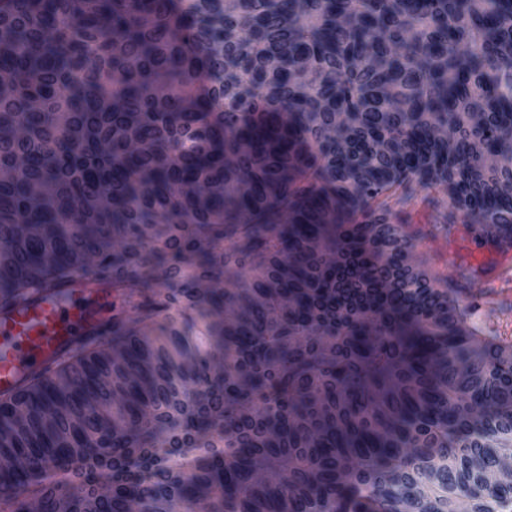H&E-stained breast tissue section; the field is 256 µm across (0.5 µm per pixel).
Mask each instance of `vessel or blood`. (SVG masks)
<instances>
[{
	"label": "vessel or blood",
	"instance_id": "1",
	"mask_svg": "<svg viewBox=\"0 0 512 512\" xmlns=\"http://www.w3.org/2000/svg\"><path fill=\"white\" fill-rule=\"evenodd\" d=\"M440 237L448 244V268L430 272V280H453L463 302L491 308L490 328L512 343V329L503 323L512 315V226L487 223L478 233L470 219L461 218L444 233L432 229L427 235L431 242ZM147 305L155 319L173 320L165 287L141 295L93 273L75 272L0 306V395L20 392L65 357L103 343L139 319Z\"/></svg>",
	"mask_w": 512,
	"mask_h": 512
}]
</instances>
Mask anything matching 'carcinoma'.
I'll list each match as a JSON object with an SVG mask.
<instances>
[{"mask_svg": "<svg viewBox=\"0 0 512 512\" xmlns=\"http://www.w3.org/2000/svg\"><path fill=\"white\" fill-rule=\"evenodd\" d=\"M202 64L211 99L174 90ZM510 84L512 0H0V304L95 270L214 331L204 353L135 324L0 398V512H512V354L455 284L391 287L389 214L336 225L396 186L496 222ZM175 374L224 454L149 486Z\"/></svg>", "mask_w": 512, "mask_h": 512, "instance_id": "obj_1", "label": "carcinoma"}]
</instances>
